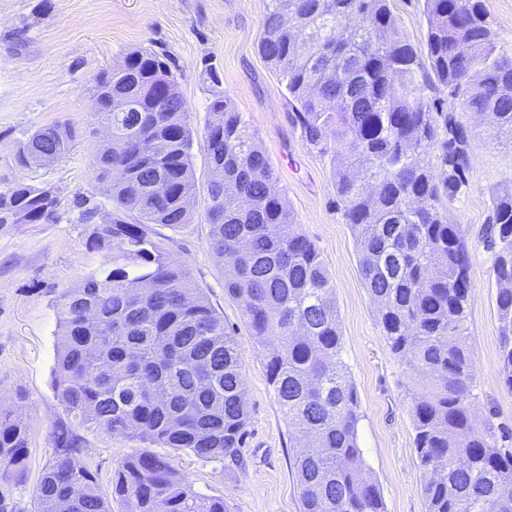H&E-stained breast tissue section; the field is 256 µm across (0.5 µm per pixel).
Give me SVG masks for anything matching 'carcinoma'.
Wrapping results in <instances>:
<instances>
[{"label":"carcinoma","instance_id":"carcinoma-1","mask_svg":"<svg viewBox=\"0 0 512 512\" xmlns=\"http://www.w3.org/2000/svg\"><path fill=\"white\" fill-rule=\"evenodd\" d=\"M389 0H269L258 45L297 103L307 142L335 157L336 194L359 248L361 277L391 351L421 378L412 405L414 449L427 512H512V433L471 413L475 370L467 335L473 285L461 225L448 223L441 191L464 182L463 128L438 129L443 88L496 135L512 134V55L498 48L482 0H424L419 53ZM429 65L432 74L424 73ZM165 56L136 51L102 73L95 112L112 138L93 157L101 202L75 199L92 224L101 267L55 299L60 311L53 385L69 420L51 430L57 449L36 489L38 512H112L79 454L92 429L138 441L112 493L127 512H224L196 492L156 448L241 465L248 410L232 332L158 240L194 216V131ZM123 99L126 109L111 110ZM77 139L67 122L39 127L16 156L42 165ZM202 139L211 172L206 220L259 348L276 402L300 444L293 468L302 512H383L357 440L361 407L340 361L333 284L314 243L271 189L274 170L243 113L213 92ZM442 152L441 176L428 160ZM47 187H0V224L48 223ZM495 248L500 321L498 374L512 393V194L497 198L486 229ZM27 429L0 408V483L25 480Z\"/></svg>","mask_w":512,"mask_h":512}]
</instances>
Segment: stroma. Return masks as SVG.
I'll list each match as a JSON object with an SVG mask.
<instances>
[{"label":"stroma","instance_id":"stroma-1","mask_svg":"<svg viewBox=\"0 0 512 512\" xmlns=\"http://www.w3.org/2000/svg\"><path fill=\"white\" fill-rule=\"evenodd\" d=\"M423 4L390 0L400 29L418 48L427 38ZM267 5L268 0H0V186L24 181L52 188L59 199L54 222L0 225V396L9 398L28 431L26 478L11 492L15 512H36L41 473L55 456L50 433L67 417L52 387L59 329L55 297L104 260L103 253L87 248L92 227L78 223L73 208L76 197L99 191L92 159L103 128L93 111L95 79L146 47L170 56L196 134L194 221L177 231L160 228L159 239L234 328L249 412L242 468L228 470L186 453L176 457L177 468L195 491L223 498L226 512H301L292 467L295 443L242 308L225 292L209 245L203 211L211 168L201 133L217 88L243 113L274 170L277 190L334 283L341 360L361 406L358 440L384 512H426L413 445L417 381L391 353L364 286L355 239L336 203L333 157L308 144L294 102L258 51ZM212 70L220 85L210 81ZM439 97L467 137V182L442 195L441 203L449 223L462 226L471 255L468 328L477 394L472 410L477 419L489 417L512 430V393L498 376L493 252L481 241L496 199L512 192V135H490L447 92ZM58 121L76 129L73 147L47 165L17 166L14 157L28 135ZM84 437L80 459L96 472L102 490L111 492L115 468L139 445L92 430Z\"/></svg>","mask_w":512,"mask_h":512}]
</instances>
